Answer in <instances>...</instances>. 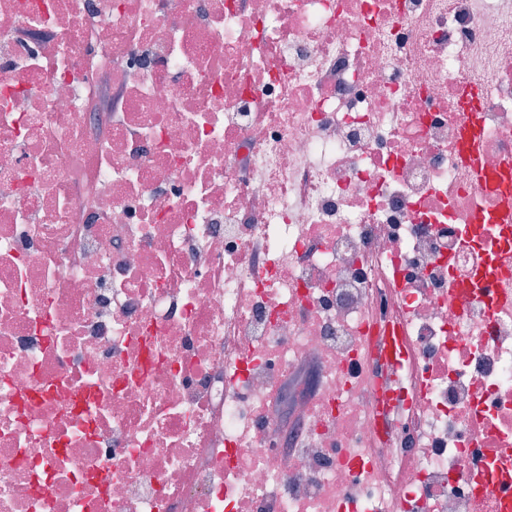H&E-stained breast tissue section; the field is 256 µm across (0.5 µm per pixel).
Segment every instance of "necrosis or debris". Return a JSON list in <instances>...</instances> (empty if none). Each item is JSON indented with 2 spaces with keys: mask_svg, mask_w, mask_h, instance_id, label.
<instances>
[{
  "mask_svg": "<svg viewBox=\"0 0 512 512\" xmlns=\"http://www.w3.org/2000/svg\"><path fill=\"white\" fill-rule=\"evenodd\" d=\"M510 169L512 0H0V512H505Z\"/></svg>",
  "mask_w": 512,
  "mask_h": 512,
  "instance_id": "necrosis-or-debris-1",
  "label": "necrosis or debris"
}]
</instances>
